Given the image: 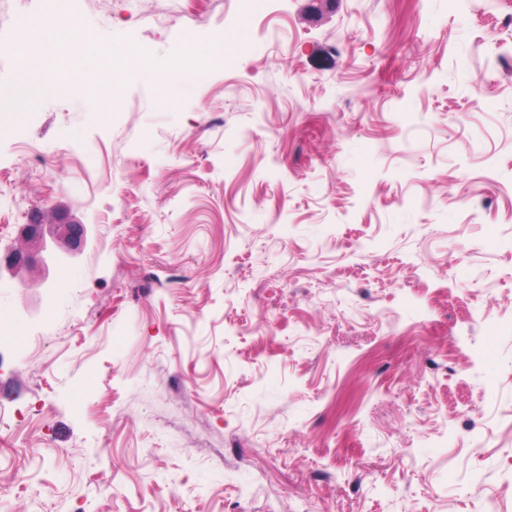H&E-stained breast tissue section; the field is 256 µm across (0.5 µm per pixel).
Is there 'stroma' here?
Listing matches in <instances>:
<instances>
[{
	"label": "stroma",
	"instance_id": "stroma-1",
	"mask_svg": "<svg viewBox=\"0 0 512 512\" xmlns=\"http://www.w3.org/2000/svg\"><path fill=\"white\" fill-rule=\"evenodd\" d=\"M83 29L15 112L47 18ZM512 0H0V512H512ZM165 104L86 40L166 70ZM225 46L224 40L197 44L187 67H173L166 74L160 75L143 63L139 51L134 47L112 50L110 46L99 45L91 40L86 42L90 54L99 57L106 55L110 60L112 56L118 58L120 67L113 69L112 73L117 75L119 82L133 79L152 81L162 88L164 97L167 96L169 100H173V90L181 82L204 75L211 68L223 65ZM23 237L26 242L33 248L34 253L39 256L40 261L48 266L47 256L45 253L52 254L48 248L46 239V224L34 222L33 224H25L22 230ZM86 240V228L82 224H56L52 242L55 248L67 256L81 250Z\"/></svg>",
	"mask_w": 512,
	"mask_h": 512
}]
</instances>
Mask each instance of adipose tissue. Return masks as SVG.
<instances>
[{"instance_id": "adipose-tissue-1", "label": "adipose tissue", "mask_w": 512, "mask_h": 512, "mask_svg": "<svg viewBox=\"0 0 512 512\" xmlns=\"http://www.w3.org/2000/svg\"><path fill=\"white\" fill-rule=\"evenodd\" d=\"M77 28L57 22H49L42 33L40 52L33 69L25 70L21 75L24 84L38 86L40 91H48V84L42 83L40 76L57 60L62 45L71 38L78 37ZM86 48L90 54L113 56L118 58L120 66L116 71L119 82L145 80L158 84L165 96H172L174 88L183 81L199 77L211 68L224 63V41L197 44L191 54L188 66L173 67L166 74H158L145 65L136 48L123 47L112 49L94 41H87Z\"/></svg>"}]
</instances>
